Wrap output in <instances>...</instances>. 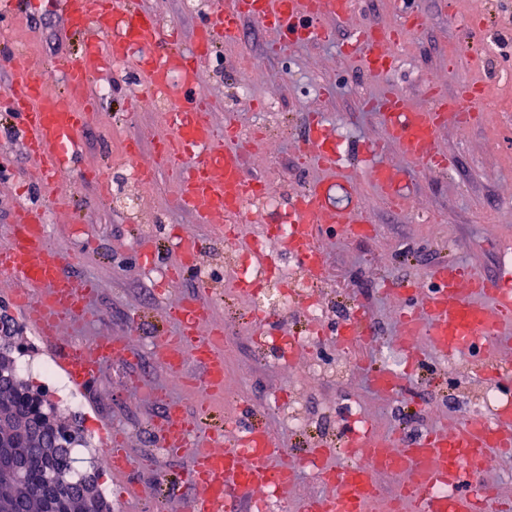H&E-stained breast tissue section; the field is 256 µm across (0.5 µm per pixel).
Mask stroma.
<instances>
[{
  "label": "stroma",
  "mask_w": 512,
  "mask_h": 512,
  "mask_svg": "<svg viewBox=\"0 0 512 512\" xmlns=\"http://www.w3.org/2000/svg\"><path fill=\"white\" fill-rule=\"evenodd\" d=\"M214 0H142L145 10L162 25H175L190 39ZM427 18L425 28L403 38L400 65L386 78L366 74L359 59L343 54V44L354 24L371 21L390 29L394 15L390 0H359L349 20H331L329 41L308 43L280 55L267 50L271 35L252 22H244L239 52L217 48L203 72L201 89L220 103L214 120H233L249 130L265 121L262 145L247 155L250 170L267 183L278 208L265 212L262 222L240 223L235 241L207 236L199 265L209 273L208 299L230 344L224 391L211 397L210 424L232 433L241 427L270 429L285 457L307 455L319 442L341 445L357 421L374 431L396 436L408 444L430 430L452 429L468 417L476 390L489 383L502 387L504 379L479 371V356H471L457 371H448L434 359L426 341L413 351L397 353L400 371L408 381L393 396H379L370 385L372 370L385 367L384 354L398 330L401 296L385 291L387 281L425 283L432 267L458 262L486 278H496L502 265H512V0H420ZM57 0H42L33 18L19 16L0 34V87L8 83L17 58L36 63L43 77L63 89L61 66L75 56L81 39L63 32ZM258 66L259 75L244 71L242 56ZM478 86L482 95L498 100L494 112H478L465 126L448 124L439 140L448 168L439 172L427 166L410 169L404 183L412 210L395 212L370 183L359 186L373 233L352 236L341 227L322 238L325 273L317 283V296L326 309L323 324L343 323L363 310L374 331L372 342L359 350L361 365L340 378L310 375L308 366L326 368L337 363L336 337L328 334L306 347L295 362L284 363L260 348L253 303L231 274L230 259L256 238H266L265 227L281 223L290 196L309 181L322 178L315 162L301 156V136L307 116L322 113L341 138L343 148L356 141L381 139L383 130L374 113L361 111L363 98L375 96L384 86L407 95L415 105L428 99V84L454 95L460 83ZM96 85L107 86L90 112L80 139L82 168L51 190L27 183L30 164L15 119L0 112V242L4 241L17 206L46 210L50 232L64 257L78 256L70 268L74 281L93 279L100 288L91 301L85 332L108 336L127 348L124 358L103 364L94 382L79 390V410L55 404L58 418L74 424L84 435L89 452L78 470L94 472L109 512H124L123 489L112 478L97 450L107 431L126 437L135 467L127 484L149 498L151 512H191L195 489L183 483L190 467L188 456L170 455L165 405L179 401L182 416L194 421L197 399L184 378L201 376L188 363L184 376L171 374L159 359L156 345L162 333H174L165 323L164 303L199 290L196 276L174 288L160 284L158 271L144 270L134 252L138 235L156 239L159 262L175 258L174 234L198 232L192 213L180 208L174 180L131 178L121 162L125 140L142 141L141 162L155 167L151 142L166 134L162 110H131L129 100L138 90L134 73L118 66L99 76ZM249 98H242V88ZM107 168L111 177L108 197L95 194L83 167ZM138 199L130 212L126 198ZM267 250L279 264L290 258L282 244L266 238ZM13 283L0 276V317L11 320L23 353L24 379L32 388L44 389L43 364L53 362L48 345L9 302ZM295 388L296 399L309 425L297 431L274 407V397Z\"/></svg>",
  "instance_id": "1"
}]
</instances>
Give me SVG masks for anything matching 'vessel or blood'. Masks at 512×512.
Returning <instances> with one entry per match:
<instances>
[{"label": "vessel or blood", "mask_w": 512, "mask_h": 512, "mask_svg": "<svg viewBox=\"0 0 512 512\" xmlns=\"http://www.w3.org/2000/svg\"><path fill=\"white\" fill-rule=\"evenodd\" d=\"M64 30L87 32L82 51L64 67V93L48 89L37 69L21 62L13 67L9 85L0 90V108L12 112L33 161L31 179L51 188L62 170L74 167L81 159L80 131L84 123V104L95 99L92 84L112 64L120 63L141 79V93H161L172 102L164 121L170 129L157 138L154 152L162 161V170L179 187L178 199L192 212L198 224L208 231L223 230L225 224L254 221L248 203L265 193L262 179L250 172L242 149L235 141L233 126L217 130L212 120L213 101L200 85L203 63L214 50L215 33H223L224 45L237 47L241 25L249 20L273 31L276 37L268 45L273 53L328 39L327 20L352 16L356 0H224L209 13L198 28L190 48H181L172 31L164 30L154 16L132 8L130 0H60ZM395 24L382 32L376 24L355 27L348 46L359 57L363 69L375 76L395 71L400 57L393 47L404 34L421 31L426 16L419 0H395ZM476 87L466 85L456 96L430 91L424 107H415L404 95L391 89L365 99L362 111L373 112L385 131L381 141L366 142L360 168L346 166L338 149L336 132L322 118H314L303 141L305 155L315 158L325 172L289 204L288 223L294 231L288 239V251L310 277L323 272V252L319 245L327 229L348 225L351 234L371 233L366 211L352 185L366 178L392 207L403 209L408 199L402 189L405 169L388 164L384 154L388 145H396L408 166L429 165L446 168V155L437 149V140L448 120L463 122L467 112L461 102L477 97ZM74 99V106L62 103ZM44 210L20 208L7 241L0 245V275L21 281L12 290L10 302L39 336L50 340L63 325L85 322L89 299L97 288L95 280L74 284L64 270L58 249L45 228ZM203 241L194 234L181 237L179 261L171 270L177 282L196 272ZM432 283L427 292L418 286L407 288L409 302L399 325L404 341L424 336L434 357L451 353H469L483 347L486 338L496 345L512 342V286L472 274L458 266H441L429 273ZM211 306L205 295L186 297L165 311L175 324L174 335L163 337L166 368L181 374L187 360L203 369L194 389L219 393L224 389L226 353L224 331L212 329L201 334L200 323L207 321ZM364 317H354L336 331L344 344L369 336ZM123 349L109 340L75 337L57 356L71 382L85 387L104 361L123 356ZM404 375L380 369L372 373L371 385L378 394L388 396L400 391ZM507 401L486 421H468L455 434L435 431L420 437L407 447L395 448L390 436L368 430L346 440L347 452L356 460L339 467L315 464L319 483L328 494L305 499L299 512H365L375 500L382 474L412 472L411 483L402 486L389 502L391 512L401 505L415 512H496L493 491L474 496L482 485L485 464L491 450L512 452V391ZM171 454H191L193 464L185 476L197 491L195 512H239L247 503L253 512H268L271 489L283 487L296 478L294 468L280 462L275 435L267 429H249L226 443L223 433L200 437L198 425L186 423L179 410L167 413ZM114 481H121L134 460L122 436L109 439ZM449 493H439V486Z\"/></svg>", "instance_id": "obj_1"}]
</instances>
